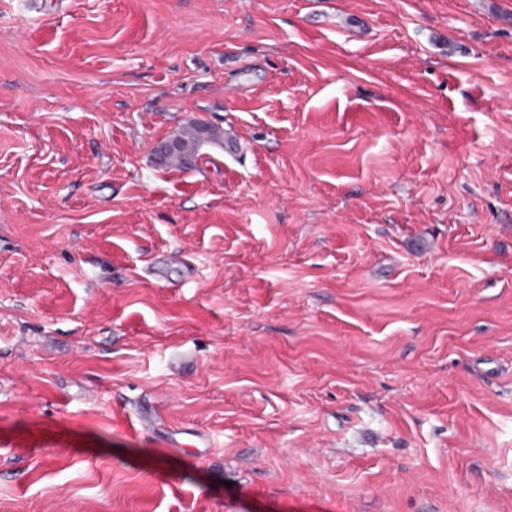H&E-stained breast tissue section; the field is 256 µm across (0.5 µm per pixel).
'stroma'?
Instances as JSON below:
<instances>
[{
  "instance_id": "stroma-1",
  "label": "stroma",
  "mask_w": 512,
  "mask_h": 512,
  "mask_svg": "<svg viewBox=\"0 0 512 512\" xmlns=\"http://www.w3.org/2000/svg\"><path fill=\"white\" fill-rule=\"evenodd\" d=\"M0 512H512V0H0ZM167 143H172L174 147L160 158L157 156L159 161L166 165L175 164L181 168H187L190 161L193 166L202 156L201 150L204 146L224 149V132L214 124L191 120L181 128L177 135L161 145Z\"/></svg>"
}]
</instances>
